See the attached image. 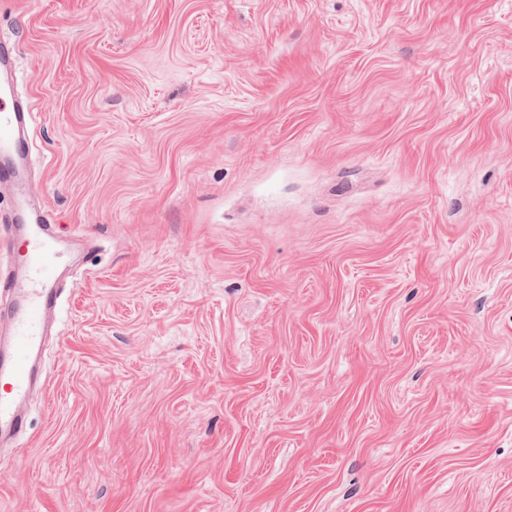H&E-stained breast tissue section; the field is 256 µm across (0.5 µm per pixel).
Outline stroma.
I'll list each match as a JSON object with an SVG mask.
<instances>
[{
  "mask_svg": "<svg viewBox=\"0 0 512 512\" xmlns=\"http://www.w3.org/2000/svg\"><path fill=\"white\" fill-rule=\"evenodd\" d=\"M63 259L0 512H512V0H0Z\"/></svg>",
  "mask_w": 512,
  "mask_h": 512,
  "instance_id": "1",
  "label": "stroma"
}]
</instances>
